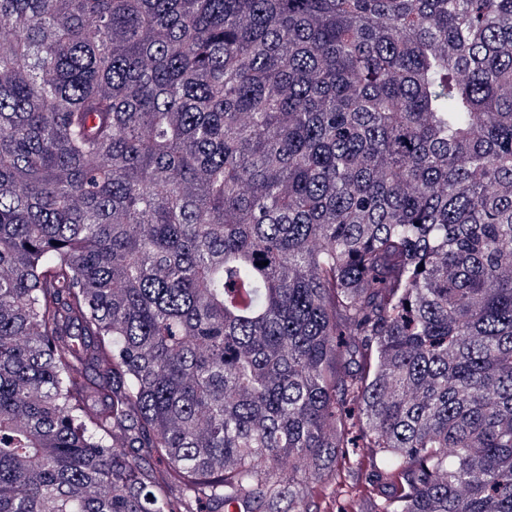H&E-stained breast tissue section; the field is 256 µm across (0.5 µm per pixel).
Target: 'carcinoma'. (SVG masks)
Wrapping results in <instances>:
<instances>
[{"instance_id":"obj_1","label":"carcinoma","mask_w":512,"mask_h":512,"mask_svg":"<svg viewBox=\"0 0 512 512\" xmlns=\"http://www.w3.org/2000/svg\"><path fill=\"white\" fill-rule=\"evenodd\" d=\"M351 448L512 512V0H0V512H335Z\"/></svg>"}]
</instances>
